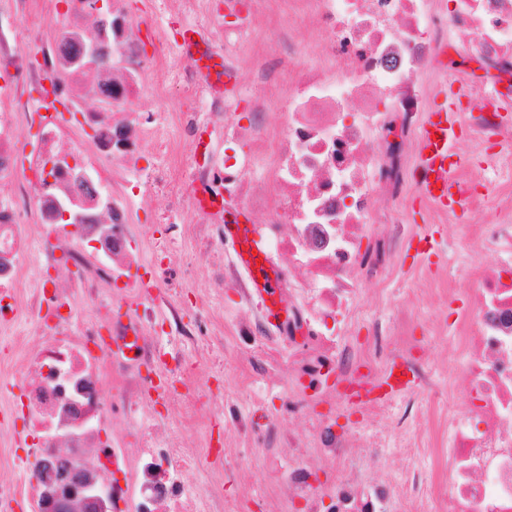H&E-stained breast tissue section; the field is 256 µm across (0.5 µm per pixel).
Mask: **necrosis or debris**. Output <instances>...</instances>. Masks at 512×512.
Wrapping results in <instances>:
<instances>
[{
	"label": "necrosis or debris",
	"mask_w": 512,
	"mask_h": 512,
	"mask_svg": "<svg viewBox=\"0 0 512 512\" xmlns=\"http://www.w3.org/2000/svg\"><path fill=\"white\" fill-rule=\"evenodd\" d=\"M93 3L67 0L61 11L48 0L42 33L24 24L33 0H0V335L31 314L42 323L36 341L18 343L6 373L33 452L19 485L0 486V496L38 502L46 459L74 448L81 462L94 448L101 481L112 488L110 512H224L223 493L187 480L193 458L159 412L202 399L197 365L168 366L153 341L166 327L196 345L200 329L185 324L177 286L184 261L170 245L191 235L209 249L224 216L218 210L211 224L161 228L134 221L137 202L156 190L196 205L191 183L267 217L254 232L288 318L270 328L257 312L240 331L250 361L285 372L278 398L306 424L298 437L265 421L274 435L264 450L269 473L282 454L295 461L284 500L307 512H394L404 499L411 512H512L511 157L497 155L476 172L481 189L468 199L469 208L498 218L476 225V259L459 276L468 306L453 324V345L466 361L448 371L466 404L448 412V438L434 451L445 475L418 474L408 487L380 479L382 442L310 411L315 403L346 408L360 387L358 412L379 415L384 405L366 389L396 363L413 370L429 399L451 394L414 355L410 311L389 317L379 300L416 231L404 212L378 202L405 197L402 172L430 100L424 79L447 51L512 75V0H313L319 24L288 58L283 120L269 130L257 100L249 125L225 122L224 141L236 151L220 174L184 162L181 143L198 131L195 113H170L182 132L177 143L156 113L141 111L146 96L179 75L178 64L164 55L146 61L140 21L114 5L95 13ZM311 53L319 65L307 63ZM146 142L165 167L144 181L121 177ZM261 154L270 165L259 174ZM486 252L493 264L482 263ZM369 289L378 300L364 322L359 306ZM116 304L131 324L113 315ZM361 324L362 342L352 336ZM130 339L135 359L114 356L113 342ZM312 458L335 481L319 482Z\"/></svg>",
	"instance_id": "obj_1"
}]
</instances>
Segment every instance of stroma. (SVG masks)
Here are the masks:
<instances>
[{"label": "stroma", "mask_w": 512, "mask_h": 512, "mask_svg": "<svg viewBox=\"0 0 512 512\" xmlns=\"http://www.w3.org/2000/svg\"><path fill=\"white\" fill-rule=\"evenodd\" d=\"M126 8L144 21L140 37L147 56L157 53L158 33H166L173 40L184 28H194L200 48L235 59L230 80L226 81L224 89L215 92L213 99L231 106L236 119L241 121L247 120L252 100L262 99L266 103L268 123H279L288 98V47L280 45L276 55L266 56L270 32L287 24L295 41H303L315 27L313 11L293 10L291 0H261L246 14L238 12L234 0H221L220 12L227 15L228 20L218 24L185 0H126ZM265 56L271 61L274 75L258 83L253 79V71L257 61ZM168 97L171 111L200 113L201 126L210 136L212 155L223 154L224 127L208 119L209 101L184 90L169 92ZM406 216L408 223L414 224L417 230L440 229L442 240L448 241L449 246L430 263L414 250H406L404 271L393 278L383 302L391 315L400 306L412 305L415 321L408 333L434 360L433 372L438 383L444 385L448 382L444 364L452 337L439 334L438 329L452 323L465 303L464 297L449 296L448 291L457 285V270L473 262L474 218L463 214L446 228L432 208L413 201L407 206ZM210 220L209 212L204 210L175 209L171 197L161 193L152 194L139 212V221L143 224H206ZM210 306L213 319L203 322L202 327L208 331L213 321L222 322L224 339L200 345L196 355L204 368L202 378L208 386V396L196 411L174 420L176 428H187L191 434L196 461L188 477L205 491L225 487L242 512H268L270 498L262 441L255 433L239 434L233 427V420L250 416L254 408L263 405L271 416L279 419L282 427H290L287 414L275 398L277 372L272 369L259 376L244 361L248 340L237 332L238 310L232 292L211 296ZM234 446L249 450L251 465L245 475L228 481L224 478L223 451Z\"/></svg>", "instance_id": "stroma-1"}]
</instances>
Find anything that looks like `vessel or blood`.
Segmentation results:
<instances>
[{
    "instance_id": "obj_1",
    "label": "vessel or blood",
    "mask_w": 512,
    "mask_h": 512,
    "mask_svg": "<svg viewBox=\"0 0 512 512\" xmlns=\"http://www.w3.org/2000/svg\"><path fill=\"white\" fill-rule=\"evenodd\" d=\"M471 84L469 77L457 75L436 86L418 131L414 195L440 213L462 211L467 206L460 190L459 173L472 168L474 162L458 154L455 145L468 134L462 114L464 103L470 98ZM240 216L236 210L225 221L224 238L231 241L234 262L248 274L252 291L262 301L270 324H278L286 314L280 280L268 267L257 264L254 253L261 250L262 244L253 236L251 225L241 223Z\"/></svg>"
}]
</instances>
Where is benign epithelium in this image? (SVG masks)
<instances>
[{"mask_svg":"<svg viewBox=\"0 0 512 512\" xmlns=\"http://www.w3.org/2000/svg\"><path fill=\"white\" fill-rule=\"evenodd\" d=\"M42 497L37 512H107L112 491L99 480L98 472L57 454L40 471Z\"/></svg>","mask_w":512,"mask_h":512,"instance_id":"obj_1","label":"benign epithelium"}]
</instances>
